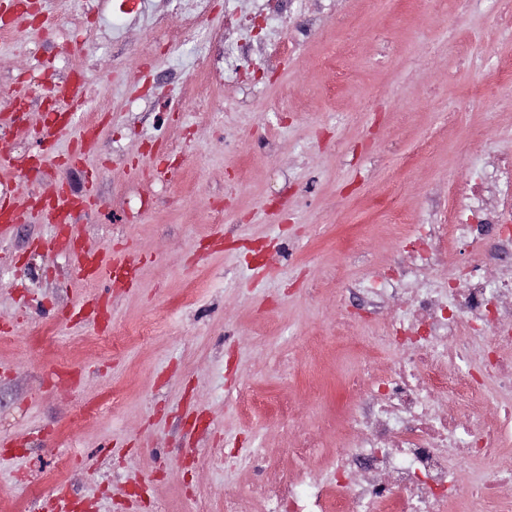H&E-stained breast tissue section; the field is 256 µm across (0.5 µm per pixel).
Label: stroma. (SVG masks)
<instances>
[{"label": "stroma", "mask_w": 512, "mask_h": 512, "mask_svg": "<svg viewBox=\"0 0 512 512\" xmlns=\"http://www.w3.org/2000/svg\"><path fill=\"white\" fill-rule=\"evenodd\" d=\"M121 0H36L40 26L0 5V512H42L58 487L98 512H223L225 449L285 448L275 418L239 407L249 386L335 419L358 363L336 338L387 320L340 311L346 283L385 272L474 164L512 152V104L498 64L512 28L498 0H210L177 48L168 0L116 20ZM279 18L242 80L198 83L242 35L236 16ZM473 107L457 108L473 87ZM79 95L65 131L39 146L53 104ZM107 101L122 103L104 112ZM93 125L98 149L62 167ZM94 187L68 226L36 197ZM399 207H374L372 196ZM126 254L135 282L99 313L76 304L104 278L48 249ZM152 324L148 336L137 335ZM291 357L284 377L273 360Z\"/></svg>", "instance_id": "1"}]
</instances>
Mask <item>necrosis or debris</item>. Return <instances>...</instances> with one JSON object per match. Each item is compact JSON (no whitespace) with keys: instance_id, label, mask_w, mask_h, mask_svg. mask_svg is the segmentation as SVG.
Wrapping results in <instances>:
<instances>
[{"instance_id":"necrosis-or-debris-1","label":"necrosis or debris","mask_w":512,"mask_h":512,"mask_svg":"<svg viewBox=\"0 0 512 512\" xmlns=\"http://www.w3.org/2000/svg\"><path fill=\"white\" fill-rule=\"evenodd\" d=\"M448 224L430 225L409 264L376 277L388 292L412 279L400 296L386 344L396 352L376 374L379 350L360 344L362 371L343 383L355 442L325 447L297 402L279 399L275 413L292 434L290 448L255 449L247 485L224 487V512H448L465 497L477 512H494L512 473L460 480L462 459L500 458L512 447V274L489 280L488 266H512V159L474 169L449 206ZM470 257H448L446 236ZM488 337L473 348L471 341ZM493 384L491 414L465 407ZM452 391L448 409L437 396Z\"/></svg>"}]
</instances>
